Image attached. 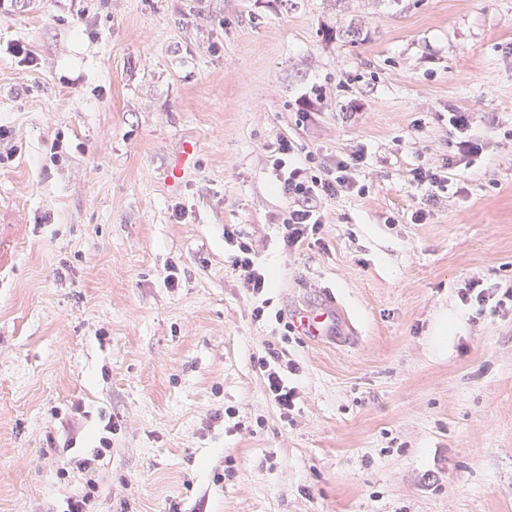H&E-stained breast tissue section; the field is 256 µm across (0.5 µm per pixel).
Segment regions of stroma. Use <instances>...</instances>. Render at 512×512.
I'll use <instances>...</instances> for the list:
<instances>
[{
	"label": "stroma",
	"mask_w": 512,
	"mask_h": 512,
	"mask_svg": "<svg viewBox=\"0 0 512 512\" xmlns=\"http://www.w3.org/2000/svg\"><path fill=\"white\" fill-rule=\"evenodd\" d=\"M13 41L37 63L0 55V512L63 504L84 484L64 453L104 435L97 512H512V309L458 297L512 286V0H13ZM452 111L474 115L476 164ZM283 137L365 153L366 195L320 200L291 255ZM451 155L427 203L411 171ZM228 225L276 273L262 321ZM326 291L355 344L285 333ZM271 347L300 367L288 419ZM470 112H449L448 128L456 138V148L460 156L470 158L469 164L479 154L478 145L470 138L469 130L473 120ZM194 155L195 146L191 143H186L183 147L182 153L176 161L165 170L164 181L169 187L175 188L178 186L185 174V171L191 165ZM269 358L262 356L258 366L262 373L264 389L270 402L287 418L295 409V401L299 398L297 387L290 384V375L299 372L298 363L294 360H283L279 353L269 351Z\"/></svg>",
	"instance_id": "35a3bbf8"
}]
</instances>
